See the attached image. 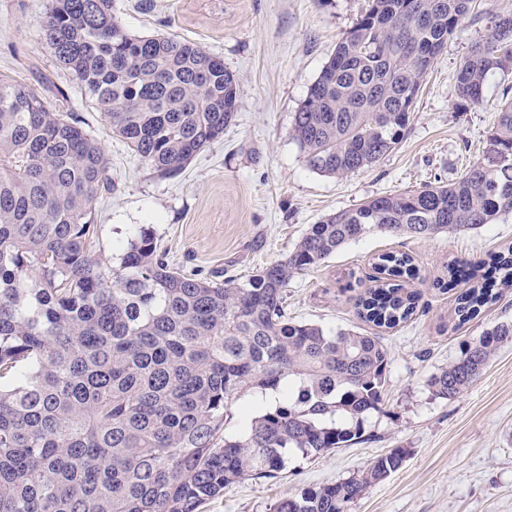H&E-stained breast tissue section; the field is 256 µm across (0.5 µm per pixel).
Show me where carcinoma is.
<instances>
[{
    "label": "carcinoma",
    "mask_w": 512,
    "mask_h": 512,
    "mask_svg": "<svg viewBox=\"0 0 512 512\" xmlns=\"http://www.w3.org/2000/svg\"><path fill=\"white\" fill-rule=\"evenodd\" d=\"M473 0H372L309 88L294 138L314 171L372 167L404 136L423 78ZM489 36L456 72L457 107L480 104L489 74L512 71V15L488 13ZM43 36L112 133L164 175L224 136L239 85L194 42L129 34L113 0H50ZM104 149L72 114L0 80V512H200L248 479L275 478L289 454L320 455L363 437L379 410L388 351L376 334L288 316L289 283L341 247L380 232L431 238L512 216V99L484 157L458 180L376 196L311 225L285 258L245 280L187 275L150 232L128 242L112 285L88 250L92 203L109 184ZM358 316L395 329L417 312L406 252L379 257ZM461 327L512 286V247L466 273ZM512 343L487 329L432 374L453 398ZM282 388L241 436L229 408ZM393 448L367 469L279 499L273 512H350L397 471Z\"/></svg>",
    "instance_id": "1"
}]
</instances>
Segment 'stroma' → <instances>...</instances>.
Returning <instances> with one entry per match:
<instances>
[{
  "instance_id": "1",
  "label": "stroma",
  "mask_w": 512,
  "mask_h": 512,
  "mask_svg": "<svg viewBox=\"0 0 512 512\" xmlns=\"http://www.w3.org/2000/svg\"><path fill=\"white\" fill-rule=\"evenodd\" d=\"M49 0H0V80L28 85L55 111L79 115L109 161L111 190L94 207L91 254L104 273L118 268L120 243L148 229L170 263L213 280L241 279L285 258L311 224L366 199L459 179L488 148L512 73L492 74L479 105L456 107L455 72L486 33V13L512 14V0H474L473 14L437 57L405 136L371 168L335 177L313 171L293 138V117L308 89L370 0H115L130 33L173 35L223 58L240 89L221 140L177 175L164 176L113 136L100 110L60 67L42 32ZM512 246V217L475 231L432 238L377 233L346 245L294 278L288 314L327 328L355 329L357 297L372 285L375 258L411 253L423 307L383 333L389 354L380 411L361 442L293 456L278 478L248 480L208 501L203 512H271L303 489L360 473L394 448L402 467L370 486L351 512H512V344L451 399L433 397L429 377L464 344L512 322V287L464 326L456 291L434 288L455 261L479 265Z\"/></svg>"
}]
</instances>
